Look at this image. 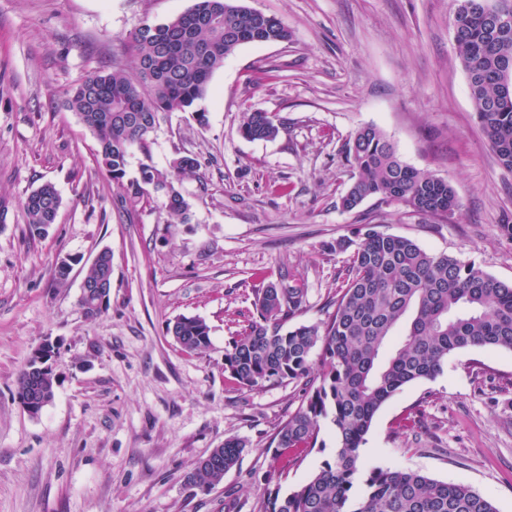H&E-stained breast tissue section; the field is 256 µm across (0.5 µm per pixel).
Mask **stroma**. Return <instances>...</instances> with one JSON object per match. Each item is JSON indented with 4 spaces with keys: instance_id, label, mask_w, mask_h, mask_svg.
<instances>
[{
    "instance_id": "35a3bbf8",
    "label": "stroma",
    "mask_w": 512,
    "mask_h": 512,
    "mask_svg": "<svg viewBox=\"0 0 512 512\" xmlns=\"http://www.w3.org/2000/svg\"><path fill=\"white\" fill-rule=\"evenodd\" d=\"M288 26L290 41L246 44L210 80L199 125L165 115L153 165L181 154L201 168L181 190L186 224L156 197L121 199L98 144L66 104L88 75L134 69L128 36L194 0H0V512H260L265 447L301 404L296 384L241 388L224 374L232 324L255 314V290L293 275L306 288L296 323L326 321L347 256L327 244L357 225L415 240L512 282V171L500 166L477 122L455 50L451 0H243ZM277 114L272 140L238 131L245 110ZM364 125L381 128L407 165L447 180L462 207L433 220L375 198L340 206L353 170L342 148ZM61 204L55 224L30 236L22 202L43 183ZM112 290L101 316L79 303L103 249ZM72 262L67 284L55 269ZM198 316L211 344L189 354L166 333ZM55 396L38 416L15 397L43 342ZM245 451L204 493L186 478L224 439ZM305 453L278 479L307 482L335 452ZM470 485L512 512V351L469 349L443 374L400 390L377 413L359 458Z\"/></svg>"
}]
</instances>
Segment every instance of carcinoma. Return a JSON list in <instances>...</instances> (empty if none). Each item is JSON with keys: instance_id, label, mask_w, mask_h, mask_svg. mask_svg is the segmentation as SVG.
<instances>
[{"instance_id": "obj_1", "label": "carcinoma", "mask_w": 512, "mask_h": 512, "mask_svg": "<svg viewBox=\"0 0 512 512\" xmlns=\"http://www.w3.org/2000/svg\"><path fill=\"white\" fill-rule=\"evenodd\" d=\"M188 12L219 16L223 26L201 23L192 31L179 14L163 23L144 20L130 34L135 68L114 67L86 77L67 91L80 123L94 136L112 182L124 198L139 203L151 185L161 193L159 208L172 223L190 219V204L180 182L201 167L195 154L176 158L161 172L140 164V178L125 180L131 149L150 159L151 134L160 118L194 110L215 70L245 44H276L291 37L279 19L251 9L240 0H195ZM457 54L466 71L474 111L498 163L512 171V98H506L503 71L512 68V0H468L452 10ZM283 122L261 110L242 113L239 133L250 141L275 138ZM354 181L340 199L342 209L356 208L368 197L397 202L421 215L450 220L461 204L449 183L403 163L386 134L373 125L358 128L345 147ZM60 206L56 187L44 183L23 200L31 235L42 236L55 223ZM354 238L336 242L349 253L346 279L336 289L335 311L323 324L283 330L299 313L306 289L296 280L271 282L257 293L256 317L224 347V372L241 388L305 381L298 410L279 426L267 446L273 471L284 470L297 455L316 447L321 423L330 422L336 453L299 488L280 494L267 476L263 512H497L493 503L462 483L433 479L412 470L375 468L363 494L351 492L359 451L377 411L404 386L442 374L448 358L470 348L512 351V283H505L473 263L432 253L414 240L364 224ZM112 252L99 253L80 297L86 317L108 306ZM167 333L187 353L211 344L210 328L196 316H180ZM320 349L319 383L309 378L311 354ZM41 396L28 412L41 413L55 395L52 372L25 367L16 394ZM245 444L228 438L187 476L210 489L239 462Z\"/></svg>"}]
</instances>
